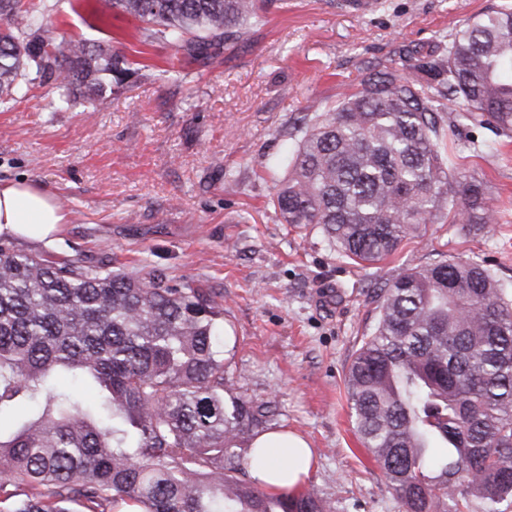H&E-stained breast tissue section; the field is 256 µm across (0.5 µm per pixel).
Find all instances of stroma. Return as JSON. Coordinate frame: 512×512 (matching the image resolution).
<instances>
[{"instance_id":"1","label":"stroma","mask_w":512,"mask_h":512,"mask_svg":"<svg viewBox=\"0 0 512 512\" xmlns=\"http://www.w3.org/2000/svg\"><path fill=\"white\" fill-rule=\"evenodd\" d=\"M507 0H273L243 38L191 60L145 44L143 24L109 0H48L57 34L124 56L137 74L97 106H58L54 77L0 107V184L31 178L68 215L52 243L18 249L131 276L189 283L224 300L233 395L271 405L269 429L303 435L306 488L330 512H402L352 424L345 376L379 310L374 290L407 270L475 258L512 292V137L467 155L496 223L428 225L386 260L358 266L321 233L281 223L268 155L309 107L335 102L370 66L448 37Z\"/></svg>"}]
</instances>
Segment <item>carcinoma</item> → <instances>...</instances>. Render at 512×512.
Returning <instances> with one entry per match:
<instances>
[{
	"label": "carcinoma",
	"mask_w": 512,
	"mask_h": 512,
	"mask_svg": "<svg viewBox=\"0 0 512 512\" xmlns=\"http://www.w3.org/2000/svg\"><path fill=\"white\" fill-rule=\"evenodd\" d=\"M148 39L193 58L262 20L263 0H111ZM0 104L27 77L93 105L131 77L117 54L56 37L46 0H0ZM512 135V5L474 17L444 52L376 66L308 112L267 168L281 223L319 229L373 264L426 225L491 224L484 183L455 150L454 107ZM379 318L346 389L355 433L403 512H498L512 500V294L478 259L411 269L379 287ZM224 301L24 252L0 236V490L9 512H328L314 491L242 481L240 438L269 406L226 397Z\"/></svg>",
	"instance_id": "cac0c4a2"
}]
</instances>
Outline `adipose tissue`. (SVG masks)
I'll use <instances>...</instances> for the list:
<instances>
[{
  "label": "adipose tissue",
  "mask_w": 512,
  "mask_h": 512,
  "mask_svg": "<svg viewBox=\"0 0 512 512\" xmlns=\"http://www.w3.org/2000/svg\"><path fill=\"white\" fill-rule=\"evenodd\" d=\"M67 215L56 197L38 182L21 179L0 185V235L49 243ZM314 464V453L299 434L265 432L252 442L247 468L270 494L298 490Z\"/></svg>",
  "instance_id": "adipose-tissue-1"
}]
</instances>
